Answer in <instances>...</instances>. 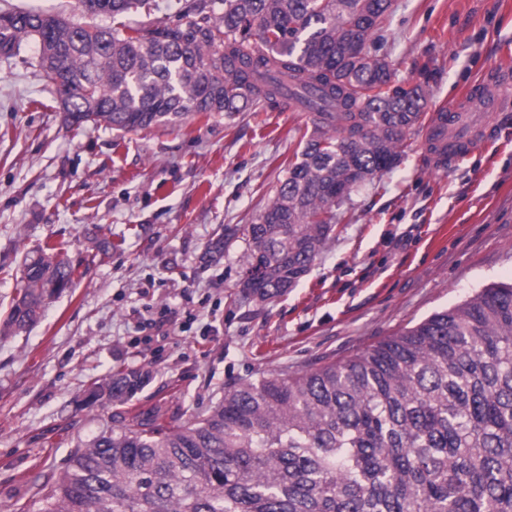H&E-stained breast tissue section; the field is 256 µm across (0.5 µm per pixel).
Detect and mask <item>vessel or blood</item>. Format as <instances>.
Wrapping results in <instances>:
<instances>
[{
  "mask_svg": "<svg viewBox=\"0 0 512 512\" xmlns=\"http://www.w3.org/2000/svg\"><path fill=\"white\" fill-rule=\"evenodd\" d=\"M466 100V106L453 104L432 113L424 133L431 168L455 164L491 134L488 115L500 111L501 97L489 94L482 81L469 89Z\"/></svg>",
  "mask_w": 512,
  "mask_h": 512,
  "instance_id": "obj_1",
  "label": "vessel or blood"
}]
</instances>
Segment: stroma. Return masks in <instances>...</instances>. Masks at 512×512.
Wrapping results in <instances>:
<instances>
[{"instance_id":"stroma-1","label":"stroma","mask_w":512,"mask_h":512,"mask_svg":"<svg viewBox=\"0 0 512 512\" xmlns=\"http://www.w3.org/2000/svg\"><path fill=\"white\" fill-rule=\"evenodd\" d=\"M391 10L377 52L394 83H425L428 109L512 74V0H392ZM38 56L32 40L0 55V322L25 254L64 243L75 273L29 331L0 338V512H39V488L105 427L152 412L184 420L228 384L346 359L512 281V112L444 171L426 169L413 131L396 167L342 201V223L295 288L233 304L244 240L217 266L202 262L204 247L273 197L310 113L75 131ZM165 308L176 313L169 337L148 338L141 322ZM119 368L151 380L125 405L82 407L90 383Z\"/></svg>"}]
</instances>
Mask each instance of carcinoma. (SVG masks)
Here are the masks:
<instances>
[{"mask_svg":"<svg viewBox=\"0 0 512 512\" xmlns=\"http://www.w3.org/2000/svg\"><path fill=\"white\" fill-rule=\"evenodd\" d=\"M151 2L81 0L80 22L15 11L0 54L36 41L77 130L146 131L319 91L302 150L247 228L238 298L283 296L332 238L343 191L397 165L424 115L423 87L392 84L368 48L391 0H190L183 24L127 21ZM233 237L224 229L203 260L219 262ZM19 272L4 321L13 333L71 286L74 268L48 245ZM148 380L119 370L85 402L124 404ZM157 420L78 446L41 512H512V283L339 362L233 384L202 416Z\"/></svg>","mask_w":512,"mask_h":512,"instance_id":"1","label":"carcinoma"}]
</instances>
